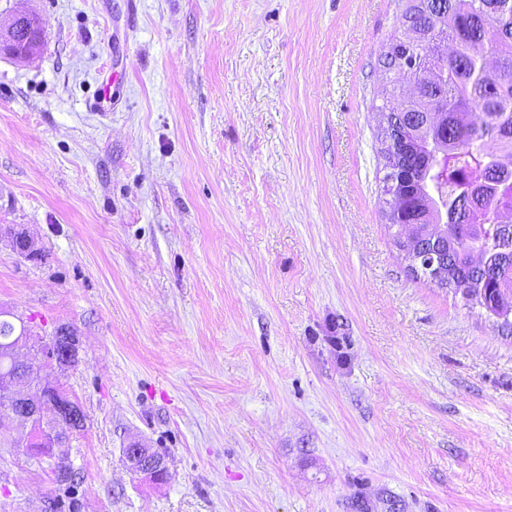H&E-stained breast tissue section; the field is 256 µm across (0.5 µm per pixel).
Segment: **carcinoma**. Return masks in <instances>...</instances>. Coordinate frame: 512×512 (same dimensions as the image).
I'll return each instance as SVG.
<instances>
[{"label": "carcinoma", "mask_w": 512, "mask_h": 512, "mask_svg": "<svg viewBox=\"0 0 512 512\" xmlns=\"http://www.w3.org/2000/svg\"><path fill=\"white\" fill-rule=\"evenodd\" d=\"M498 2L443 0L433 16L418 14V4H410L407 12L419 15V27H436L448 40L457 65L448 68L442 85L431 84L426 70L417 72L418 95L409 107L392 93L381 111L404 129L396 154L383 153L386 163L395 159L400 167L402 207L388 211L390 224L414 225V244L420 253L437 252L448 258L449 274L463 283V297L490 310L501 327L512 330V221L506 227L501 222L503 215H512V184L495 200L474 206L466 223L457 224L442 221V215L453 213L468 194L469 184L450 186L437 175V161L446 154L460 177L467 179L469 171L481 168L491 139L498 147L485 160L487 166L512 180V37L498 43L494 68L485 67L473 55V41L485 29L481 17L512 34V7L494 16L491 7ZM475 108L482 112L479 125L469 119ZM439 224L442 236L424 245L422 236L429 226ZM475 248L484 252L486 266L473 264ZM15 333L11 323L0 320V367L9 364L7 342ZM70 466L61 460L50 464L56 484L54 512H76L78 483Z\"/></svg>", "instance_id": "cac0c4a2"}]
</instances>
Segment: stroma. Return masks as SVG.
Returning <instances> with one entry per match:
<instances>
[{
    "label": "stroma",
    "mask_w": 512,
    "mask_h": 512,
    "mask_svg": "<svg viewBox=\"0 0 512 512\" xmlns=\"http://www.w3.org/2000/svg\"><path fill=\"white\" fill-rule=\"evenodd\" d=\"M407 0H0V306L69 325L80 512H512V335L414 280L377 135ZM115 73L112 117L92 109ZM139 441L171 477L141 482ZM0 443V512H51ZM44 37L38 17L25 12L17 13L6 29H2L0 25V55L30 57L37 53ZM128 445L123 450V456L124 463L131 473L136 476H147L159 471L164 458L154 455L151 450L142 448L139 441L129 442Z\"/></svg>",
    "instance_id": "1"
}]
</instances>
